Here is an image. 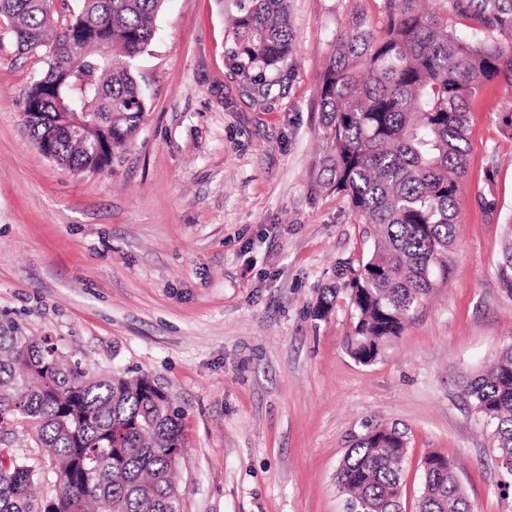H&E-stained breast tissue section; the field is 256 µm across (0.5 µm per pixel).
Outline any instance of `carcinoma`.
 I'll use <instances>...</instances> for the list:
<instances>
[{
  "label": "carcinoma",
  "instance_id": "1",
  "mask_svg": "<svg viewBox=\"0 0 512 512\" xmlns=\"http://www.w3.org/2000/svg\"><path fill=\"white\" fill-rule=\"evenodd\" d=\"M45 0H0V24L21 52L43 51L46 72L22 112H75L105 127L112 141L92 160L58 137L52 159L76 173L104 172L112 154L145 121L135 60L151 44L164 0H81L84 33H68ZM381 21L361 11L336 36L320 74L326 186L346 199L369 247L336 270L321 311L347 299L354 319L347 354L374 363L406 321L448 282V249L469 148L467 113L485 81L512 94V0H379ZM232 61L266 99L296 38L287 0H236ZM480 34L470 40L457 25ZM512 476V345L465 382ZM184 411L145 374L95 373L50 338L0 317V426L19 424L48 452L58 489L35 497L33 466L0 448V512H181L174 472L184 452ZM405 434L375 426L359 436L337 474L348 502L402 512L389 497L402 486ZM417 512H471L455 467L427 453Z\"/></svg>",
  "mask_w": 512,
  "mask_h": 512
}]
</instances>
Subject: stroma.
<instances>
[{"instance_id":"obj_1","label":"stroma","mask_w":512,"mask_h":512,"mask_svg":"<svg viewBox=\"0 0 512 512\" xmlns=\"http://www.w3.org/2000/svg\"><path fill=\"white\" fill-rule=\"evenodd\" d=\"M374 0H289L295 50L267 108L230 61V0H164L136 62L143 126L109 171L74 173L22 125L47 68L0 37V314L100 371L155 379L185 412L183 512H347L337 472L378 425L408 440L404 512H416L424 454L457 466L472 512H512L489 429L462 382L512 344V95L470 102L469 153L447 284L376 362L344 349L345 303L322 288L364 249L329 190L319 77L336 32ZM0 448L57 489L31 437Z\"/></svg>"}]
</instances>
